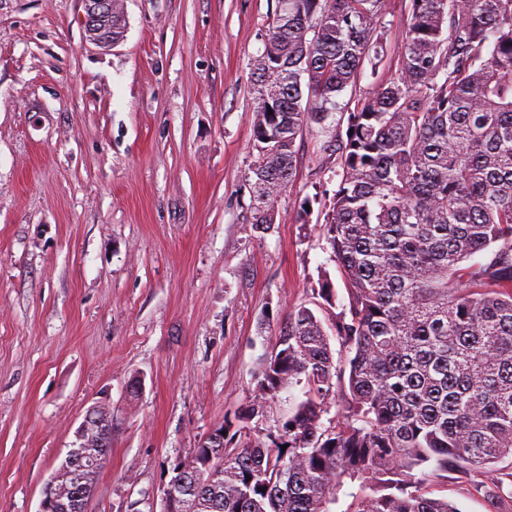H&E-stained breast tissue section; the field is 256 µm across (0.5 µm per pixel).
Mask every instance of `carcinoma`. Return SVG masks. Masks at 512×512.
<instances>
[{"instance_id": "obj_1", "label": "carcinoma", "mask_w": 512, "mask_h": 512, "mask_svg": "<svg viewBox=\"0 0 512 512\" xmlns=\"http://www.w3.org/2000/svg\"><path fill=\"white\" fill-rule=\"evenodd\" d=\"M386 0H278L256 87L250 224L274 223L295 182V143L379 59ZM397 73L345 113L339 180L319 231L344 279L335 332L349 365L337 419L323 423L341 377L321 320L288 316L257 375L252 403L224 418L172 469L173 512H459L428 495L450 471L487 480L512 502V0H410ZM476 254L487 261L469 266ZM304 384L278 435L256 430L269 401ZM98 426L85 459H104ZM286 450H281V446ZM44 489L51 512H83L97 470L72 491L70 464Z\"/></svg>"}]
</instances>
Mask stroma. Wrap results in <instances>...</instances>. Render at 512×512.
Masks as SVG:
<instances>
[{"label": "stroma", "mask_w": 512, "mask_h": 512, "mask_svg": "<svg viewBox=\"0 0 512 512\" xmlns=\"http://www.w3.org/2000/svg\"><path fill=\"white\" fill-rule=\"evenodd\" d=\"M277 6L125 0L104 50L82 0H0V512H37L98 403L112 448L84 512L161 506L172 468L253 400L289 314L324 278L346 301L312 200L336 187L335 118L298 135L270 232L249 222L252 60ZM409 7L386 0L380 72ZM428 490L490 512L478 476Z\"/></svg>", "instance_id": "1"}]
</instances>
